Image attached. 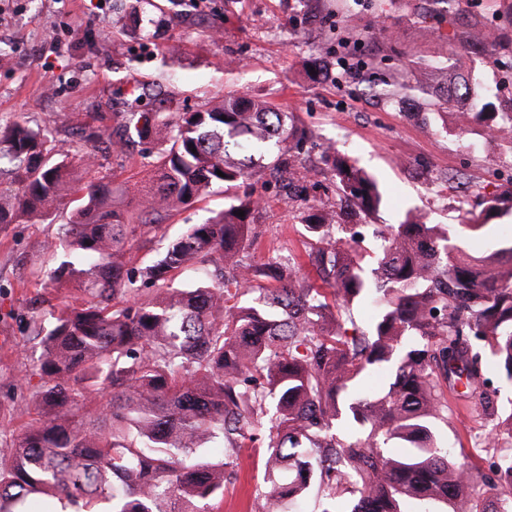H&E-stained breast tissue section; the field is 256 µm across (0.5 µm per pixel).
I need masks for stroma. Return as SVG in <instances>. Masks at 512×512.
<instances>
[{"label": "stroma", "instance_id": "1", "mask_svg": "<svg viewBox=\"0 0 512 512\" xmlns=\"http://www.w3.org/2000/svg\"><path fill=\"white\" fill-rule=\"evenodd\" d=\"M0 0V129L20 121L55 127L61 140L78 146L82 126L114 132L123 126L130 102L142 97L145 110L183 112L209 108L225 92L253 93L285 111L298 125L316 130L304 155L317 161L331 143L376 176L385 190L369 223L393 225L411 211L432 224L455 223L459 207L478 194L499 189L486 162L512 172V145L492 139L479 122L458 132L456 112L442 105L423 107L416 98L391 103L363 91L358 80L341 85L336 46L313 22L332 9L345 31L363 35L366 48L385 73L409 75L414 62L462 58L472 87H499L512 100L494 57L453 40L466 26L467 11L435 21L428 0ZM329 74L312 77L311 64ZM158 144L112 142L97 152L112 176V206L136 211L154 176L148 161ZM464 179L452 185L448 175ZM263 200L252 233L255 258L303 251L302 203H289L275 183L254 184ZM223 189L173 212L160 213V228L148 243H135L134 263L153 258L186 225L203 222L224 208ZM70 206L57 214L0 227V439L20 432L35 405L30 376L43 351L31 320L33 308L54 301L42 279L44 241L66 223ZM449 420L440 433L460 464L492 478L498 448L512 436L495 431L491 417L469 409L456 392L448 394ZM497 439V448L488 440ZM238 478L210 512H250L251 497L263 477L262 448L242 449Z\"/></svg>", "mask_w": 512, "mask_h": 512}]
</instances>
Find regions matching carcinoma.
Instances as JSON below:
<instances>
[{"instance_id": "1", "label": "carcinoma", "mask_w": 512, "mask_h": 512, "mask_svg": "<svg viewBox=\"0 0 512 512\" xmlns=\"http://www.w3.org/2000/svg\"><path fill=\"white\" fill-rule=\"evenodd\" d=\"M460 2L431 0L430 14ZM486 33L477 17L455 39L497 50ZM335 40L372 88L377 58L357 37ZM443 91L465 118L494 135L506 128L512 141V112L496 111V93L472 99L457 60L381 81L388 99ZM129 124L141 141L169 132L149 187L157 212L268 170L288 176V199L306 198L300 146L313 134L266 100L240 92L195 112H133ZM321 162L328 184L301 216L305 252L254 260L261 200L244 194L134 267L133 240L157 224L112 210L105 175L75 186L69 150L49 131L19 122L0 131L1 227L52 215L83 193L44 244L57 303L36 315L46 330L35 415L0 445V512L43 503L54 512H206L255 441L266 455L251 512H290L314 489L315 512L434 502L512 512V451L500 455L487 495L436 435L448 419L445 389L459 384V396L498 414L512 435V407H497L500 384H512V236L482 255L458 245L512 215V190L481 195L480 211L459 210L456 224L410 212L367 244L353 219L379 210L378 182L333 145ZM306 264L321 286L305 279ZM360 302L375 309L363 327L350 314ZM396 442L401 455L390 452ZM212 443L222 458H203Z\"/></svg>"}]
</instances>
